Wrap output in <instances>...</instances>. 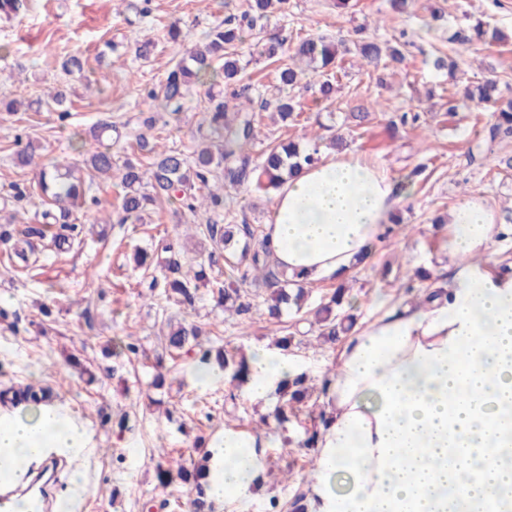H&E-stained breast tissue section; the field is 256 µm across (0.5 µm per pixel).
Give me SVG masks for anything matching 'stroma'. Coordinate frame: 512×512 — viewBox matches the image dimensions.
Masks as SVG:
<instances>
[{
  "label": "stroma",
  "mask_w": 512,
  "mask_h": 512,
  "mask_svg": "<svg viewBox=\"0 0 512 512\" xmlns=\"http://www.w3.org/2000/svg\"><path fill=\"white\" fill-rule=\"evenodd\" d=\"M334 0H290L283 12L262 22L240 51L244 74L263 98L279 91L274 68L259 59L257 49L270 37L283 39L293 50L309 33L354 42L365 34L394 41L407 32L405 62L397 68H376L354 52L344 55L336 69L334 101L317 103V85L296 87L302 105L296 123L262 112L253 154L268 145L294 140L309 144L343 134L351 151L385 167L397 179L414 176L413 192L400 207L403 222L359 266L347 284L359 324L392 310L425 287L416 269L444 276L448 262L443 233L434 231L433 218L445 214L470 195L484 197L497 222L512 214V168L502 166L512 157V137L493 145L496 160H470L469 150L485 144L491 106L468 104L448 114V101L462 98L470 82L494 78L504 97H512V0H415L411 14L394 13L387 0H351L347 9ZM245 0H30L17 17L0 21V44L9 53L0 58V98L35 99L51 91H65L70 117L59 122L47 110L15 114L0 112V196L12 184L25 183L34 192L19 205L22 224L10 241H0V396L26 388L47 390L52 405L67 408L84 424L91 439L86 449L85 475L92 491L82 512H187L188 487L158 485V445L186 468L204 463L206 444L224 429L267 435L265 471L253 495L225 503L222 512H268L270 500L292 504L304 492L314 460L302 441L310 426L308 413H321L320 393L304 404L305 415L278 429L274 405L237 396L227 406V386L202 388L193 374L194 357L163 358L162 332L167 322L201 326L203 347L249 351L258 344H274L263 299V282L247 281L244 288L253 304L250 315L239 316L203 296L193 306L169 301L161 294L141 296L149 273L137 267L135 250L153 251L162 241L180 252L182 266L197 264L205 246L193 230L194 216L179 202L164 204L145 214L138 224L118 223L122 192L119 177L94 179L93 193L100 203L93 216L104 219V231L77 212L74 225L57 224L40 237L24 238L26 224L38 221L45 199L35 185L38 166L20 168L13 159L14 137L23 135L37 155L49 154L61 162L81 163L84 152L98 143L91 127L103 116L112 117L121 136L112 142L116 162H147V155L131 144L154 117L153 131L167 146L192 155L198 125L204 117L208 88L194 87L181 115L149 113L138 89L163 79L173 60L199 42L204 32L230 12H240ZM149 14H142V7ZM442 7L447 20L430 30L423 21L431 8ZM483 19L497 28L500 41L469 48L450 44L449 36L469 19ZM178 25L181 35L170 40L166 31ZM153 40L148 59L135 55V44ZM78 53L87 63V81H76L60 69L64 56ZM454 61V70L435 67V57ZM377 103L368 121L354 126L349 117L360 105ZM417 112V127L389 128L390 117ZM224 198L235 219L264 225L272 205L253 188H228ZM56 234L69 236V248L52 244ZM333 281L309 285L302 311L287 310L282 321L295 338L287 355L299 364L312 386L331 369L344 343L316 339L314 312L336 289ZM136 352H126V343ZM162 386H153L155 375Z\"/></svg>",
  "instance_id": "35a3bbf8"
}]
</instances>
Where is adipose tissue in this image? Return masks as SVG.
I'll return each instance as SVG.
<instances>
[{"label": "adipose tissue", "mask_w": 512, "mask_h": 512, "mask_svg": "<svg viewBox=\"0 0 512 512\" xmlns=\"http://www.w3.org/2000/svg\"><path fill=\"white\" fill-rule=\"evenodd\" d=\"M412 189L335 153L280 187L264 235L288 275L341 283ZM445 235L444 288L355 331L327 376L309 512H512V274L490 270L512 226L474 195L449 210ZM248 367L243 393L263 404L301 372L263 345ZM87 442L86 428L55 408L0 417V483H21L52 453L79 459ZM263 446L231 429L208 443L204 491L216 508L252 495Z\"/></svg>", "instance_id": "1"}]
</instances>
